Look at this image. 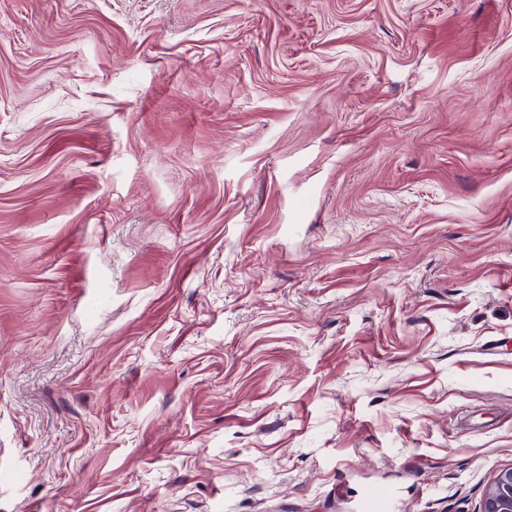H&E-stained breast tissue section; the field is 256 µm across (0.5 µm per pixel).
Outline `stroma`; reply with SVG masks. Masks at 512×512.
<instances>
[{
	"label": "stroma",
	"instance_id": "35a3bbf8",
	"mask_svg": "<svg viewBox=\"0 0 512 512\" xmlns=\"http://www.w3.org/2000/svg\"><path fill=\"white\" fill-rule=\"evenodd\" d=\"M511 467L512 0H0V512Z\"/></svg>",
	"mask_w": 512,
	"mask_h": 512
}]
</instances>
